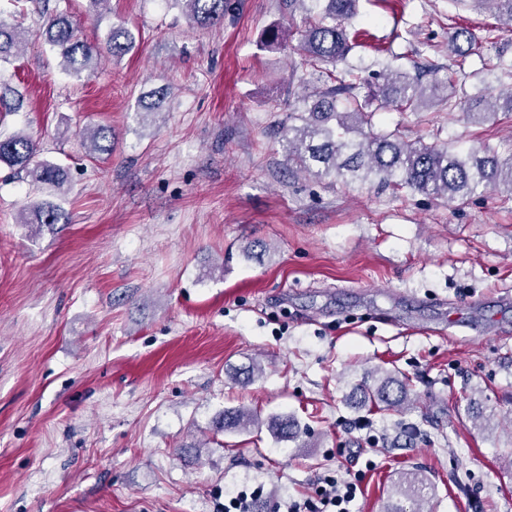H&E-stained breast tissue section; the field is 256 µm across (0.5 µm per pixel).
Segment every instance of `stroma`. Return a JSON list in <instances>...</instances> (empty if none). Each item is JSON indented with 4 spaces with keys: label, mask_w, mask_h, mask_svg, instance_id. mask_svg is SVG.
I'll list each match as a JSON object with an SVG mask.
<instances>
[{
    "label": "stroma",
    "mask_w": 512,
    "mask_h": 512,
    "mask_svg": "<svg viewBox=\"0 0 512 512\" xmlns=\"http://www.w3.org/2000/svg\"><path fill=\"white\" fill-rule=\"evenodd\" d=\"M49 8L84 41L122 25L134 46L69 77L33 0H0L29 32L0 64L23 99L0 134L27 135L69 173L55 191L0 164V512H224L230 488L259 489L277 512L327 475L357 479L352 512H414L395 486L412 468L431 512H512V200L290 173L278 129L302 111L311 67L258 46L272 26L301 27L285 0H229L207 29L181 0ZM353 23L371 38L348 63L368 80L417 64L447 74L457 25L484 39L475 75L483 59L512 62V28L487 6L359 0ZM373 121L512 152V113L475 124L390 105ZM99 125L112 151L91 155L84 134ZM42 199L69 222L34 235L21 216ZM253 359L262 375L233 380ZM378 371L412 376L411 406L347 403ZM238 406L306 432L213 434ZM267 427L277 441L296 440L303 431L299 422L288 415L267 418Z\"/></svg>",
    "instance_id": "1"
}]
</instances>
